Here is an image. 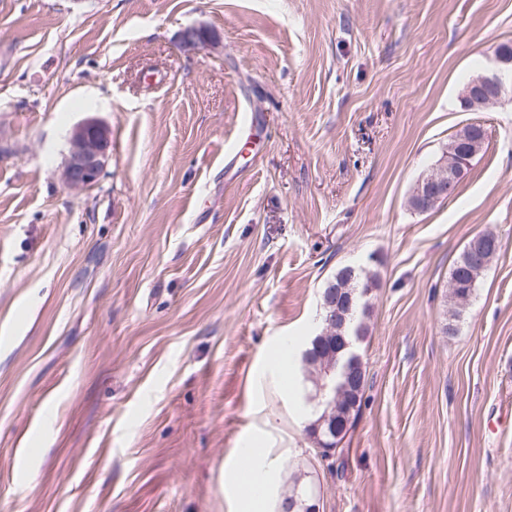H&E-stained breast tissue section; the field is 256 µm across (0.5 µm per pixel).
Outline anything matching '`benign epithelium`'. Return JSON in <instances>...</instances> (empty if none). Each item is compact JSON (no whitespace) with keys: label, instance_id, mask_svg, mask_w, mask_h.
<instances>
[{"label":"benign epithelium","instance_id":"benign-epithelium-1","mask_svg":"<svg viewBox=\"0 0 512 512\" xmlns=\"http://www.w3.org/2000/svg\"><path fill=\"white\" fill-rule=\"evenodd\" d=\"M182 40L191 46L210 45V36L199 28L185 30ZM489 61L490 68L474 77L460 92V101L466 111L486 109L512 95V50L497 47L492 51ZM474 127L480 130V134L474 133L467 140V150L456 155L449 163L439 162L418 182L411 194V208L414 211L426 213L438 202L450 198L453 188L466 176L471 160L487 139V130L483 125L476 123ZM110 146V131L98 119L88 118L77 125L69 138V154L62 172L64 185L73 191L96 185ZM353 303V295L344 294L340 289L327 290L323 295V308L328 310L325 320L327 326L345 328ZM350 330L351 337L341 338L338 349L332 352L336 362L324 370L326 375H331L332 371L348 361L359 358L354 350V342L358 341L360 326L353 324Z\"/></svg>","mask_w":512,"mask_h":512}]
</instances>
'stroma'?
Here are the masks:
<instances>
[{
	"label": "stroma",
	"mask_w": 512,
	"mask_h": 512,
	"mask_svg": "<svg viewBox=\"0 0 512 512\" xmlns=\"http://www.w3.org/2000/svg\"><path fill=\"white\" fill-rule=\"evenodd\" d=\"M502 44L512 0H0V512H241L224 466L256 438L268 512L295 471L319 512H512V97L458 100ZM89 117L112 144L73 192ZM469 123L456 195L413 212ZM344 264L380 286L324 460L300 354ZM111 146L110 131L96 118L77 125L69 138V154L62 172L64 185L81 191L97 184ZM467 243L454 263L450 274L449 293L451 299L456 304L469 302L477 287L479 278L489 265L481 268L470 264L466 249ZM366 381V367H364L363 363L361 366L350 367L346 378L339 369V375L336 376V410L334 411L332 408L335 406L334 402H331V407H329V405L325 403V400L320 398L318 404H320L322 410L318 416L309 423L311 427H306L305 431L307 435L313 438L318 430L316 423L322 420L320 424H323V419H325L326 416L330 417L331 423L329 425L330 428H328L326 423L320 426L319 432L323 439L328 438L327 430L331 431L334 423H336V430H338L344 425L345 420L352 418V429L361 411Z\"/></svg>",
	"instance_id": "stroma-1"
}]
</instances>
